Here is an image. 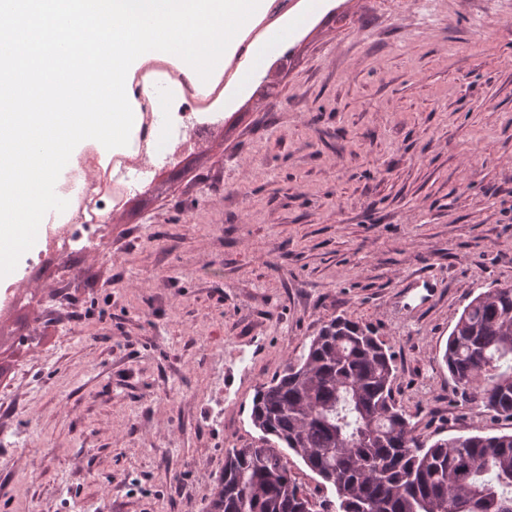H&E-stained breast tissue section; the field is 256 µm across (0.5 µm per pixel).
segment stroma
Returning a JSON list of instances; mask_svg holds the SVG:
<instances>
[{
  "label": "stroma",
  "instance_id": "stroma-1",
  "mask_svg": "<svg viewBox=\"0 0 512 512\" xmlns=\"http://www.w3.org/2000/svg\"><path fill=\"white\" fill-rule=\"evenodd\" d=\"M224 123L0 309V512H208L256 387L370 325L421 440L512 433L442 354L512 284V0H320Z\"/></svg>",
  "mask_w": 512,
  "mask_h": 512
}]
</instances>
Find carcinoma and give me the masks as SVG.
<instances>
[{
	"mask_svg": "<svg viewBox=\"0 0 512 512\" xmlns=\"http://www.w3.org/2000/svg\"><path fill=\"white\" fill-rule=\"evenodd\" d=\"M454 393L512 419V286L464 308L443 355ZM396 358L367 325L327 322L257 388L261 446L229 448L208 512H512V433L426 445L397 406ZM288 448L336 491L321 510L292 479Z\"/></svg>",
	"mask_w": 512,
	"mask_h": 512,
	"instance_id": "carcinoma-1",
	"label": "carcinoma"
}]
</instances>
